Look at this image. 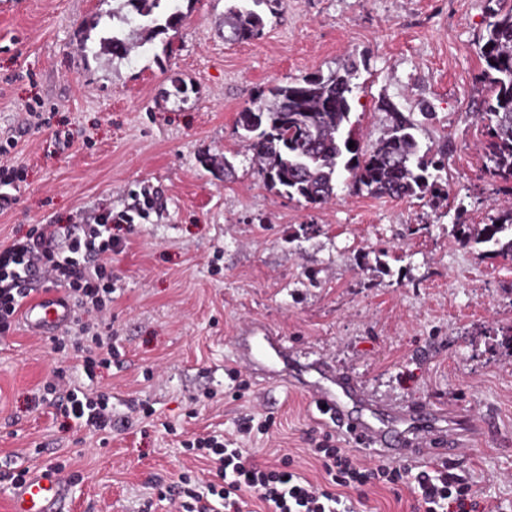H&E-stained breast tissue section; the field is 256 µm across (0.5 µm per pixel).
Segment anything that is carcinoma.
Masks as SVG:
<instances>
[{"instance_id":"1","label":"carcinoma","mask_w":512,"mask_h":512,"mask_svg":"<svg viewBox=\"0 0 512 512\" xmlns=\"http://www.w3.org/2000/svg\"><path fill=\"white\" fill-rule=\"evenodd\" d=\"M140 27L148 33L163 34L178 28L182 13L171 5L160 10L162 0H124ZM262 17L234 3L224 10V41L245 43L259 38ZM132 46L123 31L107 27L98 47L83 46V55L128 58ZM483 60L481 82L488 95L479 106L484 122L481 150L485 174L512 183V0H497L491 10L485 34L478 41ZM356 61L324 75L313 73L268 89V102L252 103L237 112L236 126L259 173L268 187L293 200L321 206L336 196V185L347 173L346 185L354 193L371 196L438 198L445 189L433 179V172L445 167L447 152L420 153L413 133L415 124L394 114L391 126L369 150L353 140L349 96ZM512 208L500 210L491 223L462 233L461 242L483 244L489 251L512 257Z\"/></svg>"}]
</instances>
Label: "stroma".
I'll return each instance as SVG.
<instances>
[{
    "label": "stroma",
    "instance_id": "35a3bbf8",
    "mask_svg": "<svg viewBox=\"0 0 512 512\" xmlns=\"http://www.w3.org/2000/svg\"><path fill=\"white\" fill-rule=\"evenodd\" d=\"M230 0H183L178 30L136 62L84 58L93 17L115 0H0V165L22 171L0 208V247L34 224H83L150 191L126 252L112 259V331L121 352L87 377L50 339L0 335V466L63 465L68 512H168L154 483L199 481L209 464L188 436L234 432L254 459L283 454L321 479L312 439L326 431L303 393L252 381L234 395L235 324L270 322L289 347L326 354L365 389L406 406L469 413L485 426L448 455L478 498L512 512V258L462 246L461 225L496 216L506 191L483 175L478 38L495 0H260L262 38L224 40ZM359 66L350 123L370 147L400 112L420 148L448 149L439 199L350 193L319 207L269 190L236 127L242 106L277 83ZM431 114L423 116L421 104ZM43 126H36V119ZM222 155L229 170L206 168ZM110 395L98 434L32 407L55 371ZM210 390L213 399L191 403ZM155 413L128 419L131 401Z\"/></svg>",
    "mask_w": 512,
    "mask_h": 512
}]
</instances>
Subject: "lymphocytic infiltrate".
<instances>
[{"label": "lymphocytic infiltrate", "mask_w": 512, "mask_h": 512, "mask_svg": "<svg viewBox=\"0 0 512 512\" xmlns=\"http://www.w3.org/2000/svg\"><path fill=\"white\" fill-rule=\"evenodd\" d=\"M140 211L137 205L127 212L105 211L90 224H35L0 250V334L14 330L37 285L60 286L76 308L71 325L79 339L53 337L54 351L81 352L82 367L90 378L97 369L109 368L119 356L112 343V257L128 245L115 227L133 223ZM43 392L64 418L99 434L111 432L107 395L63 387L57 378L46 382ZM267 428V422L248 415L239 420L235 436L214 433L183 441L186 452L213 464L214 476L203 485L181 477L159 489L160 499L169 502L172 512H243L249 496L260 502L263 512H356L354 495L363 488H385L396 494L408 488L420 512H496L444 462L412 467L380 458L367 463L349 449L337 447L328 433L311 450L324 472L322 480L297 472L288 455L275 464L258 463L239 443L252 433H266Z\"/></svg>", "instance_id": "obj_1"}]
</instances>
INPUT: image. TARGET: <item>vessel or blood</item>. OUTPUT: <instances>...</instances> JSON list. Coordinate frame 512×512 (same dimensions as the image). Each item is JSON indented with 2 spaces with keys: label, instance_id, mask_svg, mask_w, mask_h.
Segmentation results:
<instances>
[{
  "label": "vessel or blood",
  "instance_id": "b4317fda",
  "mask_svg": "<svg viewBox=\"0 0 512 512\" xmlns=\"http://www.w3.org/2000/svg\"><path fill=\"white\" fill-rule=\"evenodd\" d=\"M72 302L55 290H44L24 308L22 323L37 336L57 335L72 320ZM235 362L252 376L303 391L318 407L323 423L346 429L359 445L384 456H403L426 463L462 450L460 438L475 423L465 415L455 416L443 427L444 409L421 406L408 411L379 399L361 387L326 357L301 358L270 324L247 320L239 324L232 339ZM70 485L58 472L35 469L12 489L11 512H66Z\"/></svg>",
  "mask_w": 512,
  "mask_h": 512
}]
</instances>
